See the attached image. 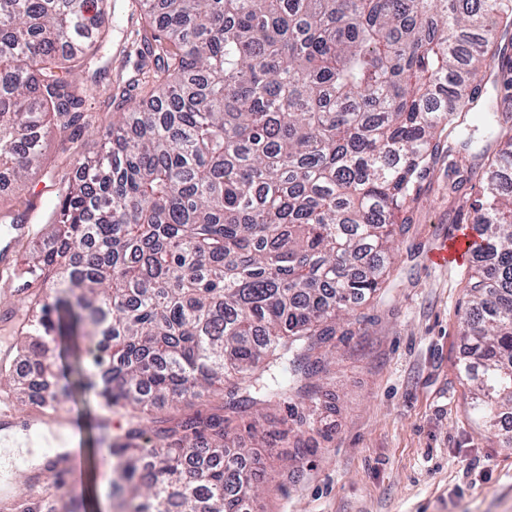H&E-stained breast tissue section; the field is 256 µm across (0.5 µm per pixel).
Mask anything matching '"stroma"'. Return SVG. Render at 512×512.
Instances as JSON below:
<instances>
[{"instance_id": "1", "label": "stroma", "mask_w": 512, "mask_h": 512, "mask_svg": "<svg viewBox=\"0 0 512 512\" xmlns=\"http://www.w3.org/2000/svg\"><path fill=\"white\" fill-rule=\"evenodd\" d=\"M149 27L135 0H112V36L105 71L92 89L89 126L77 143L50 134L44 145V171L15 189L0 193V213H27L28 232L9 248L14 288L0 277V354L15 349L28 308L43 290L26 282L22 263L33 241L47 230L51 206L77 161L99 152L114 113L137 85L142 47ZM456 176L439 154L420 182L412 204L413 222L400 236L392 274L374 299L359 306L352 335L336 340L326 372L315 378L323 395L312 404L299 399L272 404L277 430L308 446L299 458L283 443L252 435V411L235 414L227 443L242 448L261 485L253 512H512V446L491 436L466 411L467 386L457 372L465 350L459 321L466 308L468 262L441 268L432 250L475 223L469 188L452 193ZM10 427L45 426L64 444L76 440L83 451V474L62 499L92 500L90 512H119L127 495L115 470L103 466L95 428L99 412L94 392L72 389L58 418L39 420L30 393L12 398ZM307 424H299V416ZM22 450L0 462V501L20 487L50 493L48 482L30 484Z\"/></svg>"}]
</instances>
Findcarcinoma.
I'll return each mask as SVG.
<instances>
[{
    "label": "carcinoma",
    "mask_w": 512,
    "mask_h": 512,
    "mask_svg": "<svg viewBox=\"0 0 512 512\" xmlns=\"http://www.w3.org/2000/svg\"><path fill=\"white\" fill-rule=\"evenodd\" d=\"M112 0H0V191L41 168L42 132L86 124L77 84L108 35ZM154 24L145 96L116 113L99 160L79 161L28 274L52 294L26 324L21 373L59 403V342L89 351L102 407L126 410L104 462L123 460L130 512H246L258 481L200 411L145 437L157 402L236 378L224 407L319 400L340 325L389 275L415 184L443 132L506 139L483 171L461 316L467 412L512 416V0H138ZM204 458L199 468L196 460Z\"/></svg>",
    "instance_id": "cac0c4a2"
}]
</instances>
